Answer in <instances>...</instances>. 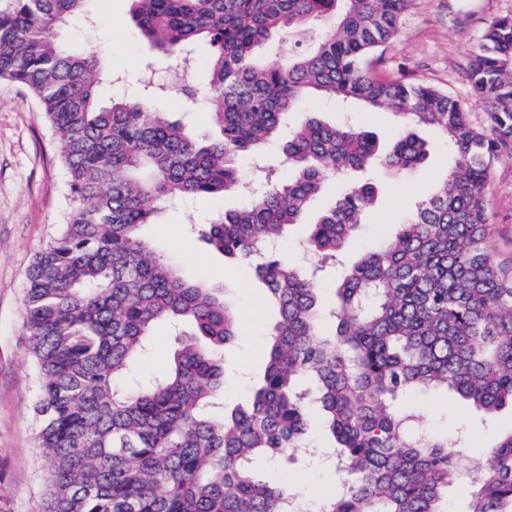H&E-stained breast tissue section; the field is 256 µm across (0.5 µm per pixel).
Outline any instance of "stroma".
I'll return each instance as SVG.
<instances>
[{
	"instance_id": "stroma-1",
	"label": "stroma",
	"mask_w": 512,
	"mask_h": 512,
	"mask_svg": "<svg viewBox=\"0 0 512 512\" xmlns=\"http://www.w3.org/2000/svg\"><path fill=\"white\" fill-rule=\"evenodd\" d=\"M89 10L93 22L71 20L62 39L73 50L97 54L111 66L113 79L100 87L101 100L137 97L141 76L147 72L165 88L155 101L159 111L184 115L195 134L212 133L209 114L185 112L181 91L171 84L173 70L183 68L190 82L204 87L207 50H195L184 61L155 57L131 21V0H91ZM506 16L512 17V0H409L399 36L383 49L382 70L448 92L465 104L474 126H485L487 106L473 95L469 55L485 27ZM296 113L327 123L351 121L375 132L384 145L404 128L392 112L347 110L319 98L303 100ZM422 135L431 145L424 168L373 173L377 198L365 225L346 247V262L386 239L454 166L455 157L441 136L431 129ZM66 181L60 145L35 98L21 85L0 80V512H43L45 507L35 410L39 379L23 327L24 293L36 254L57 235L66 217ZM487 193L494 226L490 248L498 258L512 259V159L494 163ZM247 199L244 193L197 197L185 206L164 209L158 223L141 229L160 254L180 264L187 278L223 286L226 299L242 315L241 334L224 353L228 410L246 401L249 384L263 372L252 350L274 313L260 307L258 284L245 274H234V262L213 253L191 227L240 207ZM418 406L425 432L447 440L451 453H463L482 464L487 461L486 445L512 429V412L487 420L451 395L433 394ZM260 472L291 487L297 478L306 477L305 487L312 493L333 481L330 471L314 467L306 455L276 468L261 467Z\"/></svg>"
}]
</instances>
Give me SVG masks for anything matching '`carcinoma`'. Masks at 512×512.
Listing matches in <instances>:
<instances>
[{
    "instance_id": "obj_1",
    "label": "carcinoma",
    "mask_w": 512,
    "mask_h": 512,
    "mask_svg": "<svg viewBox=\"0 0 512 512\" xmlns=\"http://www.w3.org/2000/svg\"><path fill=\"white\" fill-rule=\"evenodd\" d=\"M88 0H15L0 14V79L25 86L61 144L70 207L36 255L24 329L40 389L38 446L45 512H308L301 491L273 485L258 463L305 447L321 409L338 487L319 512H448L462 463L419 428L420 398L443 389L487 418L512 410V262L490 250L489 169L512 158V17L492 21L470 59L486 127L435 87L378 74L379 48L399 32L408 0H132L131 20L161 55L212 48L210 79L184 88L221 136L199 140L153 110L143 81L133 101L103 105V60L66 49L58 30ZM332 35L286 60L260 61L272 36ZM326 96L389 110L406 127L385 152L375 134L305 117L282 145L288 178L258 166L247 204L200 230L212 250L265 288L277 319L256 344L263 380L250 402L224 407V348L240 331L223 289L191 281L139 233L162 205L240 189L239 159H260L297 103ZM430 127L456 157L436 193L378 248L343 270L375 191L349 182L299 244L275 249L329 178L376 163L396 172L429 158ZM176 331L167 369L126 389L118 379L146 356L154 327ZM472 467L468 512H512V430Z\"/></svg>"
}]
</instances>
